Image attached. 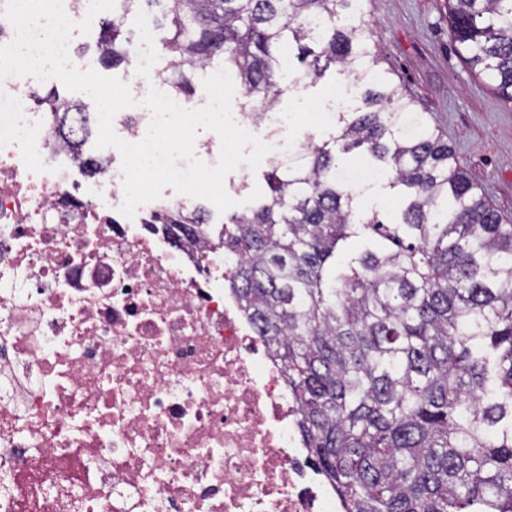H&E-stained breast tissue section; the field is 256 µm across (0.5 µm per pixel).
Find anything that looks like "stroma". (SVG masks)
Returning a JSON list of instances; mask_svg holds the SVG:
<instances>
[{
    "mask_svg": "<svg viewBox=\"0 0 512 512\" xmlns=\"http://www.w3.org/2000/svg\"><path fill=\"white\" fill-rule=\"evenodd\" d=\"M364 20L381 69L406 85L416 111L453 145L480 190L512 218V104L463 66L448 31L445 0H368ZM346 83L332 69L303 88L284 80L278 109L294 113L301 124H319V140H328L340 110L336 96Z\"/></svg>",
    "mask_w": 512,
    "mask_h": 512,
    "instance_id": "35a3bbf8",
    "label": "stroma"
}]
</instances>
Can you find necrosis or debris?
Wrapping results in <instances>:
<instances>
[{
	"instance_id": "4bbe7bcc",
	"label": "necrosis or debris",
	"mask_w": 512,
	"mask_h": 512,
	"mask_svg": "<svg viewBox=\"0 0 512 512\" xmlns=\"http://www.w3.org/2000/svg\"><path fill=\"white\" fill-rule=\"evenodd\" d=\"M37 81H0V512H343L231 287L243 257L169 194L122 215L80 179ZM271 158L298 155L287 113Z\"/></svg>"
}]
</instances>
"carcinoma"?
Instances as JSON below:
<instances>
[{"label": "carcinoma", "mask_w": 512, "mask_h": 512, "mask_svg": "<svg viewBox=\"0 0 512 512\" xmlns=\"http://www.w3.org/2000/svg\"><path fill=\"white\" fill-rule=\"evenodd\" d=\"M365 0H115L105 66H129L125 21L152 15L189 94L223 67L276 108L285 71L333 67L355 89L338 150L390 172L400 205L360 211L328 143L264 165L267 192L234 212L233 290L288 378L299 427L345 512H512V220L478 191L403 85L375 70ZM468 70L512 103V0H447Z\"/></svg>", "instance_id": "cac0c4a2"}]
</instances>
